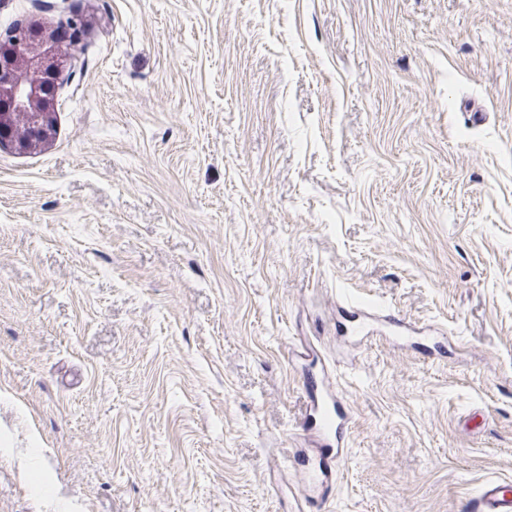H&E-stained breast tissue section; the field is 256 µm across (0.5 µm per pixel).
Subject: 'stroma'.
<instances>
[{
  "mask_svg": "<svg viewBox=\"0 0 512 512\" xmlns=\"http://www.w3.org/2000/svg\"><path fill=\"white\" fill-rule=\"evenodd\" d=\"M71 17L0 149V512H309L301 339L353 412L325 512L512 481V0H0Z\"/></svg>",
  "mask_w": 512,
  "mask_h": 512,
  "instance_id": "obj_1",
  "label": "stroma"
}]
</instances>
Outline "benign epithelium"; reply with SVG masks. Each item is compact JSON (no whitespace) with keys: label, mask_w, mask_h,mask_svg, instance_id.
<instances>
[{"label":"benign epithelium","mask_w":512,"mask_h":512,"mask_svg":"<svg viewBox=\"0 0 512 512\" xmlns=\"http://www.w3.org/2000/svg\"><path fill=\"white\" fill-rule=\"evenodd\" d=\"M81 24L67 19L53 29L32 25L0 33V148H26L47 135L55 98L64 83L60 54L78 50Z\"/></svg>","instance_id":"obj_1"}]
</instances>
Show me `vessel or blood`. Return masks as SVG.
<instances>
[{
    "label": "vessel or blood",
    "instance_id": "vessel-or-blood-1",
    "mask_svg": "<svg viewBox=\"0 0 512 512\" xmlns=\"http://www.w3.org/2000/svg\"><path fill=\"white\" fill-rule=\"evenodd\" d=\"M288 357L292 364L305 367L306 412L297 428L301 448L295 457L296 479L310 508L318 512L336 494V473L346 459L350 413L342 395L332 391L324 369L316 367L317 355L310 343L290 346ZM466 512H512V483L485 482L468 499Z\"/></svg>",
    "mask_w": 512,
    "mask_h": 512
}]
</instances>
